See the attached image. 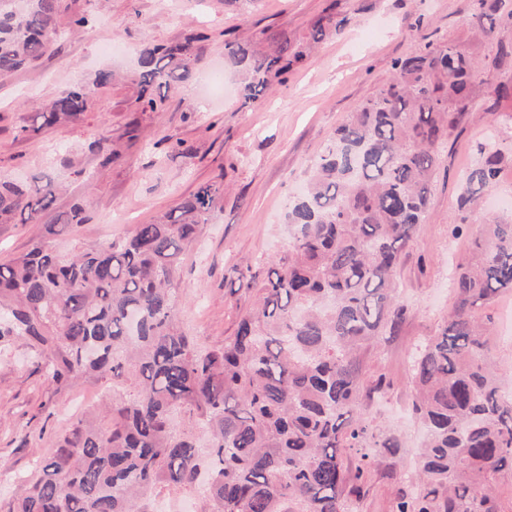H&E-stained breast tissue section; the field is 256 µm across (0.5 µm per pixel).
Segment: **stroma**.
Listing matches in <instances>:
<instances>
[{
    "instance_id": "35a3bbf8",
    "label": "stroma",
    "mask_w": 512,
    "mask_h": 512,
    "mask_svg": "<svg viewBox=\"0 0 512 512\" xmlns=\"http://www.w3.org/2000/svg\"><path fill=\"white\" fill-rule=\"evenodd\" d=\"M68 17L88 16L91 28L65 33L41 60L0 79V178H39L57 185L54 210L40 224H0V262L20 256L43 236L55 214L84 204L87 221L54 242L62 251L97 245L147 224L200 185L220 182L224 200L197 245L182 259L178 290L184 329L208 346L233 336L253 308L241 277L263 281L269 258L288 246L285 216L336 129L389 81L392 62L426 42L469 46L472 0H66ZM348 15L340 35L320 43L273 84L266 99L242 105L236 88L203 106L192 91L169 89L158 112H139L138 54L147 44L199 41L196 78L235 69L224 55L234 38L264 48L275 37L305 40L326 9ZM112 70L79 118L21 134L35 105L65 88L92 84ZM496 115H489V107ZM495 137L512 145V102L480 99L462 134L444 153L427 213L403 251L399 281L409 311L393 335L365 349L362 403L377 424L394 428L405 446L368 475L360 512H391L418 472L423 428L409 414L408 355L434 336L454 297L451 271L473 258L465 236L454 234L459 184L477 142ZM107 138L118 157L102 164L93 147ZM490 320V350L504 385L512 386V295L480 311ZM104 385L89 378L58 391L36 356L21 343L0 342V512L23 489L24 477L50 451L69 421L95 418Z\"/></svg>"
}]
</instances>
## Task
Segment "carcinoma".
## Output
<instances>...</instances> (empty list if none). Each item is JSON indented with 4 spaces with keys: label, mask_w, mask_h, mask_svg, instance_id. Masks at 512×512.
Masks as SVG:
<instances>
[{
    "label": "carcinoma",
    "mask_w": 512,
    "mask_h": 512,
    "mask_svg": "<svg viewBox=\"0 0 512 512\" xmlns=\"http://www.w3.org/2000/svg\"><path fill=\"white\" fill-rule=\"evenodd\" d=\"M0 0V78L43 58L61 36L62 0ZM345 17L317 18L304 43L266 52L225 43L242 72L240 99L261 100ZM512 0H474L471 25L492 50L476 59L427 43L393 62V76L351 113L289 209L288 250L266 280H249L254 311L235 335L202 346L179 324L181 257L202 234L224 187L203 184L156 222L71 254L52 238L86 222L77 204L46 236L0 263V340L40 355L45 380L65 389L93 377L112 387L95 424L75 419L8 512H155L161 498L199 495L202 512H355L353 498L383 454L403 447L360 405V353L407 312L400 255L430 200L445 145L459 135L479 89L512 100ZM194 39L145 48L137 103L155 111L152 87H186ZM64 89L35 111L28 136L83 113L92 88ZM457 197L476 255L452 275L456 302L438 333L410 355L413 413L426 428L418 478L392 512H512L494 494L512 479V398L490 360L478 311L512 291V220L478 217L512 148L477 145ZM57 188L0 179V224H38ZM355 451L344 469L341 450Z\"/></svg>",
    "instance_id": "1"
}]
</instances>
